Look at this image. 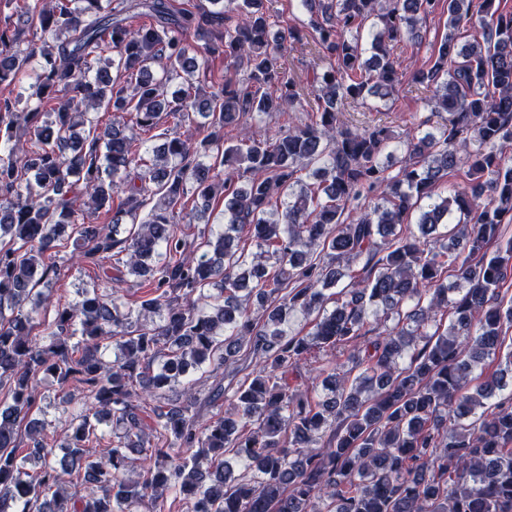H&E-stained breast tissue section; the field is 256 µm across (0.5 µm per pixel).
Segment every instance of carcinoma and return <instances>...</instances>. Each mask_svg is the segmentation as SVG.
<instances>
[{"label":"carcinoma","instance_id":"carcinoma-1","mask_svg":"<svg viewBox=\"0 0 512 512\" xmlns=\"http://www.w3.org/2000/svg\"><path fill=\"white\" fill-rule=\"evenodd\" d=\"M4 6L23 20L0 27V85L33 82L0 98V512H512V17L497 0H297L305 33L273 0ZM440 11L437 51L400 70L393 50ZM307 36L326 62L309 93L285 56ZM406 80L433 89L440 126L396 141L340 121ZM273 112L286 123L254 135ZM186 123L202 137L181 139ZM190 193L198 249L172 227ZM101 210L112 227L90 221ZM69 245L87 266L125 255L151 324L120 275L74 302L37 290ZM340 350L351 367L321 363ZM303 365L322 392L299 391ZM47 376L81 394L46 400ZM52 423L60 456L40 439ZM105 430L112 447L90 450Z\"/></svg>","mask_w":512,"mask_h":512}]
</instances>
